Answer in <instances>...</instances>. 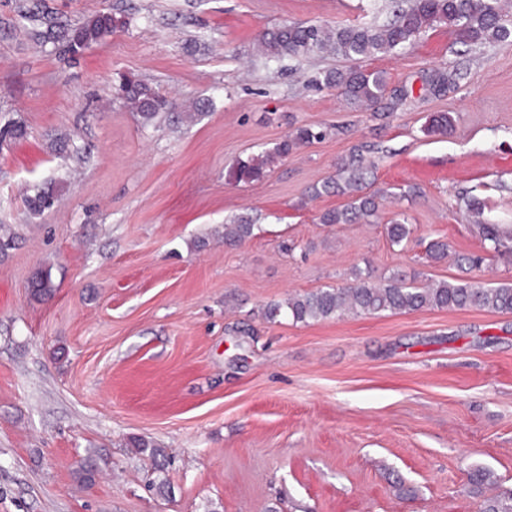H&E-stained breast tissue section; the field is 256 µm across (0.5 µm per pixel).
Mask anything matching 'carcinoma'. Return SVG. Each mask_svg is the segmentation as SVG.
I'll list each match as a JSON object with an SVG mask.
<instances>
[{"label":"carcinoma","mask_w":512,"mask_h":512,"mask_svg":"<svg viewBox=\"0 0 512 512\" xmlns=\"http://www.w3.org/2000/svg\"><path fill=\"white\" fill-rule=\"evenodd\" d=\"M441 24L448 26L454 41L464 46L485 43L512 46V19L504 12L501 0H411L406 9L394 6L393 18L379 25L348 24L325 28L283 24L265 32L260 38V46L268 61L280 62L286 58L298 59L311 53H322L355 63L345 70L327 72L324 82L338 88L351 103L372 106L384 97L387 83L382 73L366 70L357 62L401 50L413 44L422 33ZM120 27L122 23L112 14L98 13L62 34L66 53L75 55ZM115 92L144 124L166 117L178 107L174 100L159 95L148 83L132 77H122ZM324 137L322 130L298 127L273 149L237 163L233 176L238 182L256 181L265 175L275 160L288 156L293 148ZM340 169L344 174L343 183L336 184L334 189L341 194L353 195V199L340 208L323 212L319 217L322 224H355L373 216L377 209L375 197L362 193L365 172L360 156L351 154L342 160ZM54 200V190L41 189L27 197V205L32 212L41 213L52 207ZM463 203L481 239L490 243V249L501 255L511 253L512 228L504 230L500 225L484 220L485 204L478 199L465 198ZM254 229L255 225L242 218L226 223L224 242L241 244L254 236ZM386 233L393 245L404 248L411 241L412 228L397 219L386 226ZM426 256L435 262L447 258L448 244L439 239L430 241ZM426 308H476L512 313V284L485 287L458 279L420 286L400 272L377 280L370 269H357L353 283L270 303L264 309V316L274 321L283 315L295 322L306 323L346 314L406 313ZM134 447L155 463L165 456L163 449L142 439L134 441ZM97 472V461L90 456L75 471L76 481L88 485L95 480ZM470 481L475 492L481 494L484 489L497 484V477L493 471L479 468L473 471ZM481 512H512V491L484 498Z\"/></svg>","instance_id":"obj_1"}]
</instances>
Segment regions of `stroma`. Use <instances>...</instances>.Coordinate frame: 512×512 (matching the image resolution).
Wrapping results in <instances>:
<instances>
[{
    "label": "stroma",
    "instance_id": "35a3bbf8",
    "mask_svg": "<svg viewBox=\"0 0 512 512\" xmlns=\"http://www.w3.org/2000/svg\"><path fill=\"white\" fill-rule=\"evenodd\" d=\"M33 1L0 0V125L27 131L0 141V236L15 241L0 256V512H479L476 467L512 489V313L261 315L358 268L512 283L510 257L458 262L483 251L462 196L512 226V47L468 51L434 27L365 61L387 92L359 108L323 82L346 60L268 63L259 36L381 24L389 0H37L40 20ZM100 12L123 27L76 57L43 36ZM437 70L461 77L434 92ZM122 74L210 104L142 124L113 92ZM438 112L452 128L426 134ZM299 126L327 135L233 179ZM355 150L376 165L377 211L320 223L349 201L322 186ZM49 184L55 205L33 214L26 197ZM239 217L253 237L225 244ZM400 217L403 250L384 230ZM433 239L446 261H427ZM45 272L55 291L38 298ZM136 438L165 448L164 472ZM93 451L105 461L79 486ZM163 477L165 498L146 488Z\"/></svg>",
    "mask_w": 512,
    "mask_h": 512
}]
</instances>
